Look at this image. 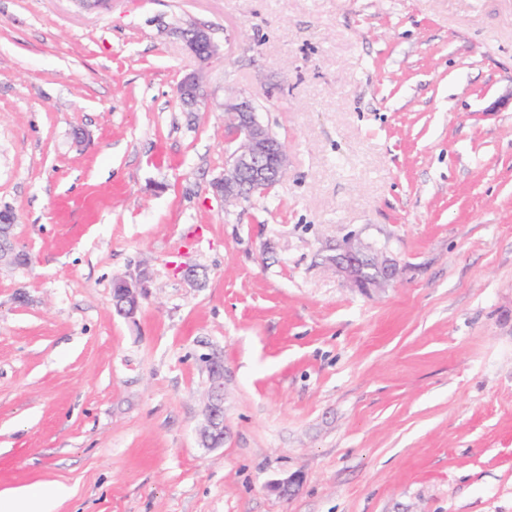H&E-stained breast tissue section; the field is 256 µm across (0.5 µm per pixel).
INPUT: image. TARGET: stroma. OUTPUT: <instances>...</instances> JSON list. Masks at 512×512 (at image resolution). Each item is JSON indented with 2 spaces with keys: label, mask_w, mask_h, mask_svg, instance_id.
<instances>
[{
  "label": "stroma",
  "mask_w": 512,
  "mask_h": 512,
  "mask_svg": "<svg viewBox=\"0 0 512 512\" xmlns=\"http://www.w3.org/2000/svg\"><path fill=\"white\" fill-rule=\"evenodd\" d=\"M195 22L221 47L205 67L163 31ZM231 89L288 170L228 209ZM0 209L31 257L0 269V492L512 512V0H0ZM352 237L398 262L394 286L336 272ZM143 269L117 313L114 279ZM178 92L183 103L195 106L205 98L201 77L197 72L187 74L179 84ZM148 276L142 272L138 281L132 282L118 278L113 282V302L115 308L127 315H134L140 306V296L143 293ZM210 387L202 409V421L198 436L202 447L215 448L223 445L226 433L224 422V368L218 362H210Z\"/></svg>",
  "instance_id": "stroma-1"
}]
</instances>
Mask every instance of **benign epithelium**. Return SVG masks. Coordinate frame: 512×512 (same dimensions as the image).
Returning <instances> with one entry per match:
<instances>
[{
	"mask_svg": "<svg viewBox=\"0 0 512 512\" xmlns=\"http://www.w3.org/2000/svg\"><path fill=\"white\" fill-rule=\"evenodd\" d=\"M186 51L200 65L211 63L220 54V47L203 25H195L191 32L174 29ZM178 92L184 104L195 106L205 98L201 77L197 72L186 75ZM224 130L235 148L224 160V176L213 184L216 194L224 197V204L236 206L253 193H265L270 184L279 182L288 168V154L283 143L276 139L270 126L263 123L251 98L239 94L224 98ZM331 262L350 284L362 292L381 288L393 281L398 273L397 263L378 252L369 250L366 243L348 240ZM147 273L135 282L118 278L113 282L115 308L133 315L140 306ZM210 367V387L202 409L198 436L202 447L223 445L226 433L224 422V368L218 362Z\"/></svg>",
	"mask_w": 512,
	"mask_h": 512,
	"instance_id": "benign-epithelium-1",
	"label": "benign epithelium"
}]
</instances>
